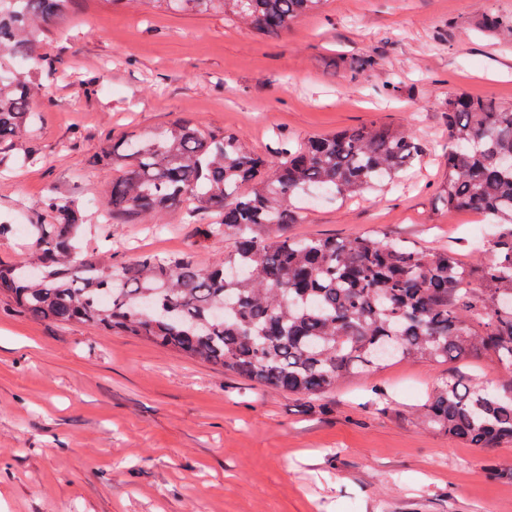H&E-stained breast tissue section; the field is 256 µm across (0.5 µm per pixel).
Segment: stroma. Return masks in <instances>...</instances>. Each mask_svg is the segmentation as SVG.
Here are the masks:
<instances>
[{"instance_id":"1","label":"stroma","mask_w":512,"mask_h":512,"mask_svg":"<svg viewBox=\"0 0 512 512\" xmlns=\"http://www.w3.org/2000/svg\"><path fill=\"white\" fill-rule=\"evenodd\" d=\"M512 0H326L266 33L223 14L171 13L155 0H74L69 34L50 29L17 155L40 165L0 174V222L50 224L41 200L63 181L89 222L108 210L103 134L157 132L190 120L235 134L278 161L280 140L386 124L423 154L399 181L315 200L297 237L362 234L427 249L464 243L480 215L443 202L448 98L512 107V37L487 31ZM112 259L143 251L222 258L232 238L202 240L178 211L116 214ZM498 383L486 357L364 369L306 399L171 354L139 339L35 320L0 301V512H512V483L490 468L512 445L471 448L419 424L412 410L449 371ZM389 396L368 406L371 390Z\"/></svg>"}]
</instances>
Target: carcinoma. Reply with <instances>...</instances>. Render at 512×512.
<instances>
[{
	"label": "carcinoma",
	"mask_w": 512,
	"mask_h": 512,
	"mask_svg": "<svg viewBox=\"0 0 512 512\" xmlns=\"http://www.w3.org/2000/svg\"><path fill=\"white\" fill-rule=\"evenodd\" d=\"M0 0V144L24 136L38 95L42 29L73 0H19L17 20ZM178 12H222L264 32L288 28L323 0H168ZM448 210L494 225L476 268L459 248L402 240L294 238L296 202L346 196L395 180L422 156L405 129L370 124L282 144L271 164L236 135L180 121L154 135L105 137L112 211L152 216L187 207L206 239L229 235L224 258L200 266L192 253L140 254L115 266L112 252L83 253L84 202L53 190L42 200L52 224H32L33 250L0 260V294L32 318L130 336L272 390L316 398L359 369L402 360L491 356L498 385L450 376L422 404L428 425L473 448L512 444V108L448 98ZM0 150V170L33 163Z\"/></svg>",
	"instance_id": "cac0c4a2"
}]
</instances>
